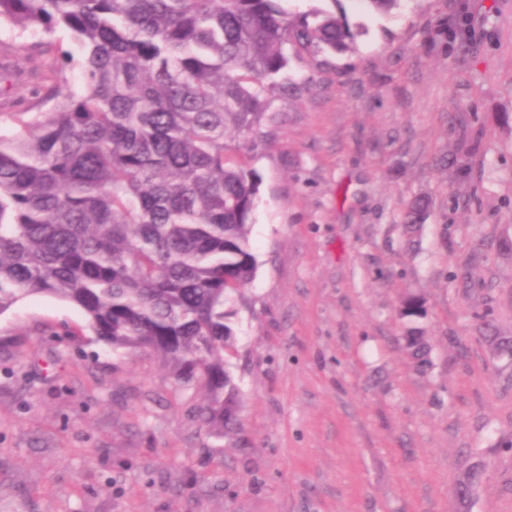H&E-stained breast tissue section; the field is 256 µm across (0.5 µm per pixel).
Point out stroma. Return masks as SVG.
Wrapping results in <instances>:
<instances>
[{"mask_svg": "<svg viewBox=\"0 0 512 512\" xmlns=\"http://www.w3.org/2000/svg\"><path fill=\"white\" fill-rule=\"evenodd\" d=\"M344 53L288 51L242 148L258 261L229 369L241 427L147 352L115 354L70 304L0 315V512H512V0H327ZM467 13L472 32L449 22ZM39 32L0 25V100L25 109ZM418 196L430 209L403 230ZM432 347L418 372L402 299ZM483 469L480 463L469 465L458 477L455 493L462 512H467L471 502V490L481 481Z\"/></svg>", "mask_w": 512, "mask_h": 512, "instance_id": "1", "label": "stroma"}]
</instances>
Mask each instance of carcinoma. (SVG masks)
<instances>
[{
  "instance_id": "carcinoma-1",
  "label": "carcinoma",
  "mask_w": 512,
  "mask_h": 512,
  "mask_svg": "<svg viewBox=\"0 0 512 512\" xmlns=\"http://www.w3.org/2000/svg\"><path fill=\"white\" fill-rule=\"evenodd\" d=\"M283 0H0V22L44 35L34 46L31 112L0 133V315L42 295L84 315L112 351H149L205 392L198 418L229 436L241 392L234 302L254 280L259 179L238 139L270 120L287 47L340 53L356 32L336 14ZM79 44L82 86L72 89ZM428 201L413 199L414 231ZM401 315L424 316L422 299ZM406 346L429 366L423 331ZM480 464L458 477L467 512Z\"/></svg>"
}]
</instances>
